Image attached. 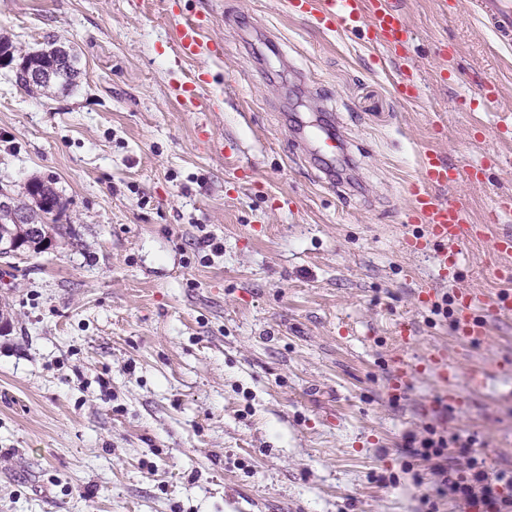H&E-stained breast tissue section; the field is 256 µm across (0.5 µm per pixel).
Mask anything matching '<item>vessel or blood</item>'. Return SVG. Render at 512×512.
<instances>
[{"instance_id": "b4317fda", "label": "vessel or blood", "mask_w": 512, "mask_h": 512, "mask_svg": "<svg viewBox=\"0 0 512 512\" xmlns=\"http://www.w3.org/2000/svg\"><path fill=\"white\" fill-rule=\"evenodd\" d=\"M288 6L292 14L305 17L321 30L366 33L371 43L390 52L398 60L393 84L399 97L411 100L418 96L417 75L406 63L414 33L400 0H288ZM474 10L491 27L501 44L512 45V0H474ZM176 49L182 58L189 60L211 53L212 47L205 35L202 19L186 18L178 23ZM309 138L328 160H335L344 151L343 143L329 127H317L316 131L310 132ZM463 180L482 183L483 168L459 171L438 151L429 149L422 154L418 174L408 189V221L422 225L424 232L407 237L405 245L412 252L433 253L438 276L442 279L456 277L458 256L455 248L459 243L484 237L487 225L499 223L502 218L512 215V196L501 195L484 223H470L458 198L439 194L440 189L453 187ZM494 251L508 259L507 264L495 266V276L503 281L511 280L512 232L495 238ZM453 329L460 341L472 344L485 340L486 321L477 314L476 298L472 293H456ZM421 366L448 383L444 399L449 406H463L464 401L454 384L457 369L449 365L444 348L429 350Z\"/></svg>"}]
</instances>
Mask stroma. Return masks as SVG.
I'll use <instances>...</instances> for the list:
<instances>
[{"label": "stroma", "instance_id": "obj_1", "mask_svg": "<svg viewBox=\"0 0 512 512\" xmlns=\"http://www.w3.org/2000/svg\"><path fill=\"white\" fill-rule=\"evenodd\" d=\"M0 0L19 53L64 46L75 85L28 91L0 68V187L38 180L69 236L0 259V512H427L426 426L471 433L512 470V313L487 271L403 248L426 147L481 163L453 189L471 223L512 193V50L472 0H404L423 94L401 100L383 50L291 16L286 0ZM206 15L213 55L182 59L175 16ZM206 75L210 110L175 88ZM498 84L497 112L478 103ZM331 115L347 155L328 180L295 129ZM472 292L488 339L461 345L421 304ZM417 340L389 392L399 320ZM443 346L465 407L420 369Z\"/></svg>", "mask_w": 512, "mask_h": 512}]
</instances>
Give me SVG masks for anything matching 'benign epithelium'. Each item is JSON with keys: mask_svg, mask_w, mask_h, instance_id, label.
Masks as SVG:
<instances>
[{"mask_svg": "<svg viewBox=\"0 0 512 512\" xmlns=\"http://www.w3.org/2000/svg\"><path fill=\"white\" fill-rule=\"evenodd\" d=\"M68 55L66 49L57 47L52 50L50 56H35L29 53L22 56L16 64V70L24 78V83L30 86H48L57 82L63 73V60ZM47 209L45 203L29 211H19L15 206L14 195L0 189V216L5 221L0 222V258H19L24 253L39 247L37 242H23L24 232L38 234L48 227L46 224Z\"/></svg>", "mask_w": 512, "mask_h": 512, "instance_id": "7a95c632", "label": "benign epithelium"}]
</instances>
